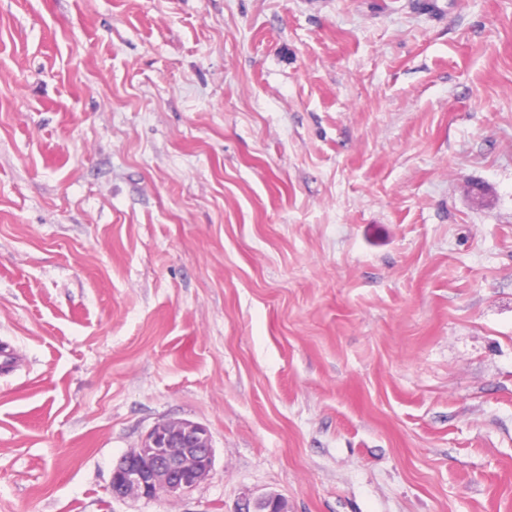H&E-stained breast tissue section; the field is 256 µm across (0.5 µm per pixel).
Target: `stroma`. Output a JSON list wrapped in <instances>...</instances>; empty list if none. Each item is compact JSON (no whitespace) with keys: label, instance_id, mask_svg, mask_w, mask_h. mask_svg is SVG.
Masks as SVG:
<instances>
[{"label":"stroma","instance_id":"1","mask_svg":"<svg viewBox=\"0 0 512 512\" xmlns=\"http://www.w3.org/2000/svg\"><path fill=\"white\" fill-rule=\"evenodd\" d=\"M416 2L0 0V512H512V0ZM179 448L193 464L184 462ZM214 451L206 426L190 420L156 424L140 446L124 454L112 469V497L153 499L157 491L179 497L197 487L211 472Z\"/></svg>","mask_w":512,"mask_h":512}]
</instances>
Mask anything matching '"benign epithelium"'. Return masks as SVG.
Here are the masks:
<instances>
[{
  "label": "benign epithelium",
  "instance_id": "7a95c632",
  "mask_svg": "<svg viewBox=\"0 0 512 512\" xmlns=\"http://www.w3.org/2000/svg\"><path fill=\"white\" fill-rule=\"evenodd\" d=\"M214 451L206 426L190 420H166L156 424L140 446L124 454L112 469L109 488L114 498L151 499L158 491L179 497L197 487L211 472ZM288 512V500L280 494L259 497L253 507L237 512Z\"/></svg>",
  "mask_w": 512,
  "mask_h": 512
}]
</instances>
